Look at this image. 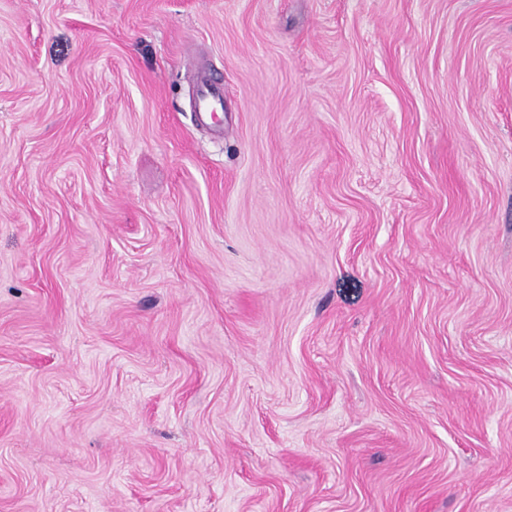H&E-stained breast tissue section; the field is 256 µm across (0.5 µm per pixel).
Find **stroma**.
I'll return each mask as SVG.
<instances>
[{
  "label": "stroma",
  "instance_id": "1",
  "mask_svg": "<svg viewBox=\"0 0 512 512\" xmlns=\"http://www.w3.org/2000/svg\"><path fill=\"white\" fill-rule=\"evenodd\" d=\"M0 512H512V0H0ZM222 85L205 80L199 81L198 88V119L203 123H211L219 117L223 100L221 95Z\"/></svg>",
  "mask_w": 512,
  "mask_h": 512
}]
</instances>
